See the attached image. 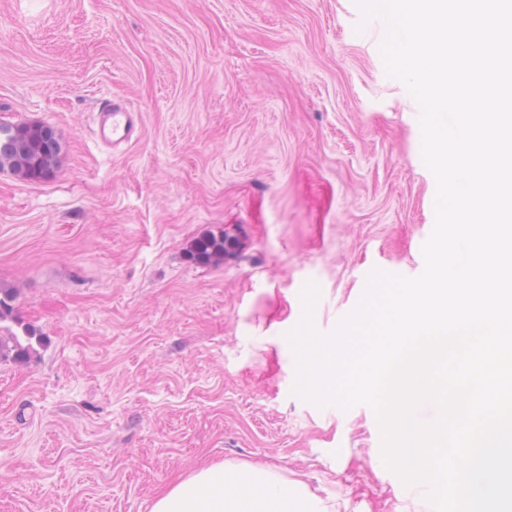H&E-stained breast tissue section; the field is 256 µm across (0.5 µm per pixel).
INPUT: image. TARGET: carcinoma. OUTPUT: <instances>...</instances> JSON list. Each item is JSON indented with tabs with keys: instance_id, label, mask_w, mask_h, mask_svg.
<instances>
[{
	"instance_id": "carcinoma-1",
	"label": "carcinoma",
	"mask_w": 512,
	"mask_h": 512,
	"mask_svg": "<svg viewBox=\"0 0 512 512\" xmlns=\"http://www.w3.org/2000/svg\"><path fill=\"white\" fill-rule=\"evenodd\" d=\"M16 133L5 140L0 137V167L7 166L24 179L40 180L53 175L59 166L60 145L52 128L43 125L17 124ZM229 239L224 236H204L188 251L197 263L221 262L230 252ZM16 294L0 288V361H23L30 356L42 337L28 326L15 331L8 326L13 320Z\"/></svg>"
}]
</instances>
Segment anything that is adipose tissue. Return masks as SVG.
<instances>
[{
  "label": "adipose tissue",
  "instance_id": "ef3b65f1",
  "mask_svg": "<svg viewBox=\"0 0 512 512\" xmlns=\"http://www.w3.org/2000/svg\"><path fill=\"white\" fill-rule=\"evenodd\" d=\"M151 512H325L265 468L214 463L174 484L155 500Z\"/></svg>",
  "mask_w": 512,
  "mask_h": 512
}]
</instances>
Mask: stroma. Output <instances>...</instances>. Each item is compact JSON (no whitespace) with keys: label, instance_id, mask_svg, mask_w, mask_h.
Returning <instances> with one entry per match:
<instances>
[{"label":"stroma","instance_id":"1","mask_svg":"<svg viewBox=\"0 0 512 512\" xmlns=\"http://www.w3.org/2000/svg\"><path fill=\"white\" fill-rule=\"evenodd\" d=\"M356 0H0V123L51 127L47 179L0 168V287L43 338L0 361V512H151L215 462L327 512H429L371 408L294 391L376 269H424L436 180L420 109ZM119 96L138 138L98 143ZM206 234L236 239L218 266ZM227 242H231L235 246V242L224 238V235H210L198 238L188 251L189 257L201 264H213L224 261V257L231 251L227 247Z\"/></svg>","mask_w":512,"mask_h":512}]
</instances>
